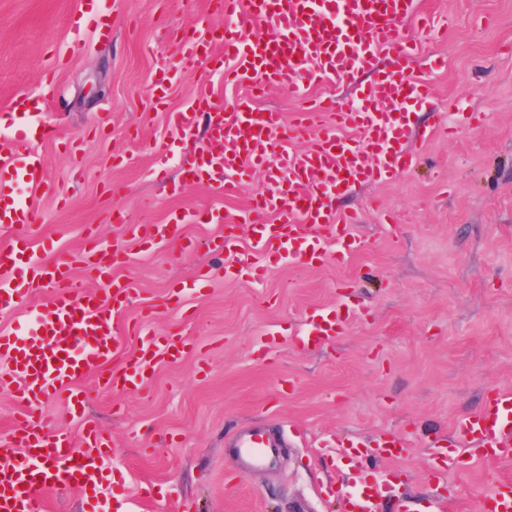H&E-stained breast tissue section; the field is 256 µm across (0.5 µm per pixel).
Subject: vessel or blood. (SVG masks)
Listing matches in <instances>:
<instances>
[{
  "instance_id": "1",
  "label": "vessel or blood",
  "mask_w": 512,
  "mask_h": 512,
  "mask_svg": "<svg viewBox=\"0 0 512 512\" xmlns=\"http://www.w3.org/2000/svg\"><path fill=\"white\" fill-rule=\"evenodd\" d=\"M227 18L268 21L267 36L248 37L237 30L224 32V56L233 63L231 75L249 81L252 90L278 83L304 94L313 84L334 81L353 88L350 105L336 109L332 99L319 103L315 113L304 114L293 129H285L279 112L244 103L239 112L210 115L208 147L195 152L185 173L191 180L208 179L225 196H234L246 166H262L266 179L250 207L252 256L274 254L301 265L326 259L345 263L358 248L351 233L356 213L332 211L335 192L353 185L397 176L411 161L409 138H429L430 130H413V109L424 106L431 88L415 77L419 41L406 34L405 19L418 30L438 31L434 18L424 14L416 0H220ZM210 27L194 29L178 48L180 68L196 66L214 52ZM373 72V80L358 84L357 74ZM200 103L171 113L169 124L180 138L196 127ZM308 137L305 149L291 152L289 136ZM39 186L45 169L35 148L0 158V223L16 225L10 246L0 249V310L30 305L41 288L54 293L30 337L0 335V356L10 363L9 381L15 386L20 411L13 432L0 443V512H46V487L79 483L98 466L107 437L85 427L81 440L51 423L44 415L47 403L61 399L72 411L83 409L79 385L90 374H110L113 382L141 389L153 365L162 358L176 359L185 341L178 336H148L137 352H129L130 331L119 324L127 285L107 281L105 288L89 292L73 277L85 265L107 272L123 264L120 245L104 246L99 238L73 253H58L47 260H29L21 282L6 275L19 253L30 245L26 233L35 215L15 197L17 182ZM185 215H173L164 224H142L134 235L157 243L183 237ZM353 307L337 305L312 312L305 343L316 350L343 335ZM444 448L435 452L427 476L441 480L464 458L484 461L512 460V391L490 394L475 413L456 421L448 434L437 435ZM245 472L264 469L277 444L265 426L238 430L228 442ZM381 488L363 486L346 496L343 512H375ZM477 512H512V481H502L480 494Z\"/></svg>"
}]
</instances>
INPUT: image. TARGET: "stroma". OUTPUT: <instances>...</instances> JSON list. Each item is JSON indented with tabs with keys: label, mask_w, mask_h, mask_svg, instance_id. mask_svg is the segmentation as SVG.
Here are the masks:
<instances>
[{
	"label": "stroma",
	"mask_w": 512,
	"mask_h": 512,
	"mask_svg": "<svg viewBox=\"0 0 512 512\" xmlns=\"http://www.w3.org/2000/svg\"><path fill=\"white\" fill-rule=\"evenodd\" d=\"M421 6L454 19L441 39L422 40L416 69L432 99L412 120L440 131L411 143L415 160L394 181L335 196L336 209L360 216L352 227L360 249L345 266L264 256L260 278L225 281L220 224L183 226L198 244L191 254L128 243L131 259L117 270L131 287L124 319L196 350L159 361L135 393L87 377L83 417L61 401L49 406L55 426L77 437L89 423L114 444L96 495L47 491L49 512H339L340 496L358 490L350 446L384 436L405 437L409 452L362 468L364 481L383 488L377 512H394L402 488L476 512L480 492L512 477V462L479 460L437 483L425 474L438 433L493 391H512V0ZM222 21L209 0H0V114L33 96L44 101L28 124H0V153L32 135L44 161L43 186L16 187L36 216L31 257L77 251L92 232L107 245L121 240L117 210L129 224L219 210L235 220L238 253H248L249 204L263 172H247L228 199L183 180L209 118L175 140L169 115L204 95L226 113L250 99L288 120L301 109L297 95L272 86L252 98L211 62L177 73L164 101L149 93L184 27ZM469 111L480 125L448 134L449 120ZM45 124L52 134L42 139ZM373 199L380 210H370ZM202 265L213 271L203 295L190 296L188 313L168 309L172 290ZM341 302L359 309L345 334L305 349L306 314ZM271 422L288 439L277 464L237 476L225 440Z\"/></svg>",
	"instance_id": "stroma-1"
}]
</instances>
